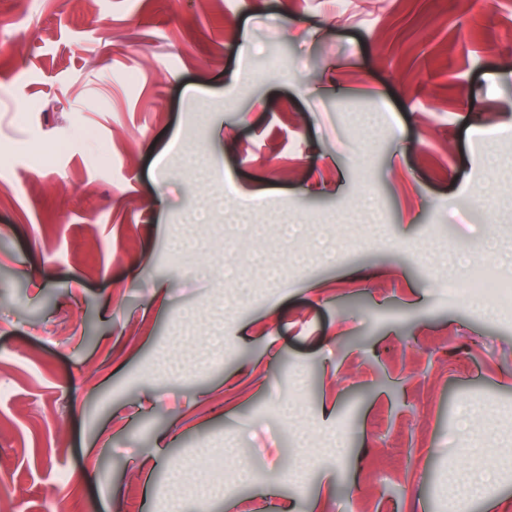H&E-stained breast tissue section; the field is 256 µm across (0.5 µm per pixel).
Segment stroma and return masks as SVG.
Listing matches in <instances>:
<instances>
[{
    "label": "stroma",
    "instance_id": "35a3bbf8",
    "mask_svg": "<svg viewBox=\"0 0 512 512\" xmlns=\"http://www.w3.org/2000/svg\"><path fill=\"white\" fill-rule=\"evenodd\" d=\"M450 254L512 275V0H0L15 512H512L458 491L512 320Z\"/></svg>",
    "mask_w": 512,
    "mask_h": 512
}]
</instances>
